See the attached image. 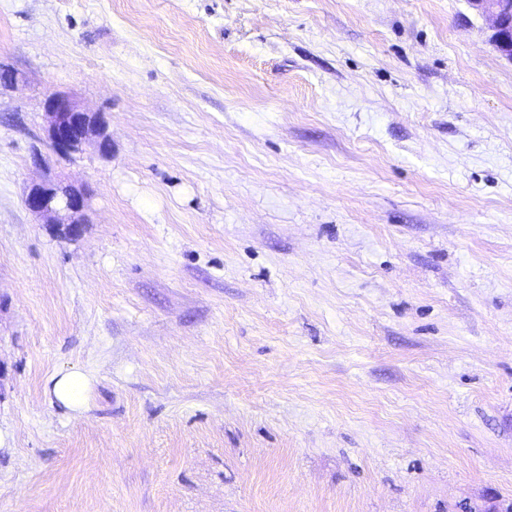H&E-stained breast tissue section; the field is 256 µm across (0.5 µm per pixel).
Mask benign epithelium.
<instances>
[{"instance_id":"benign-epithelium-1","label":"benign epithelium","mask_w":512,"mask_h":512,"mask_svg":"<svg viewBox=\"0 0 512 512\" xmlns=\"http://www.w3.org/2000/svg\"><path fill=\"white\" fill-rule=\"evenodd\" d=\"M480 14L492 20V42L506 58L512 60V0H468ZM47 139L61 159H70L81 152L92 139H99V148L110 146L109 136L97 114L88 112L66 95L52 94L45 102ZM30 212L45 219L55 232L75 237L85 223L90 195L83 187L61 179L46 177L32 184L24 197Z\"/></svg>"}]
</instances>
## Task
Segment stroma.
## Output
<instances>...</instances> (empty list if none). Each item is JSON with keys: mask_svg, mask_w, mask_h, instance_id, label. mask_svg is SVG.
Listing matches in <instances>:
<instances>
[{"mask_svg": "<svg viewBox=\"0 0 512 512\" xmlns=\"http://www.w3.org/2000/svg\"><path fill=\"white\" fill-rule=\"evenodd\" d=\"M491 34L467 0H0V512L512 501ZM53 93L111 137L49 158L74 239L22 202ZM51 394L73 412L83 409L90 390L89 378L80 370L60 372L51 378Z\"/></svg>", "mask_w": 512, "mask_h": 512, "instance_id": "obj_1", "label": "stroma"}]
</instances>
